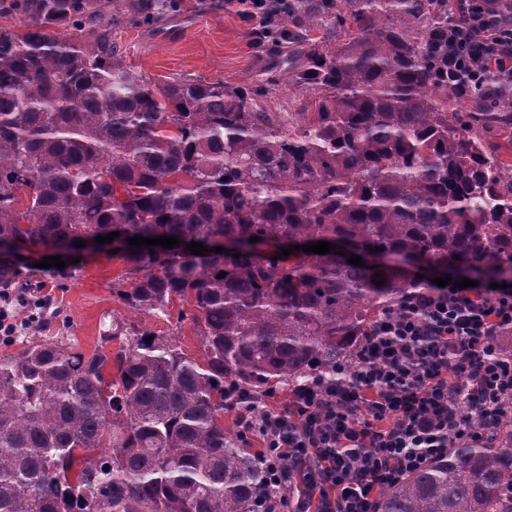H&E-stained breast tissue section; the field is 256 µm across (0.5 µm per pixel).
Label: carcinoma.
Instances as JSON below:
<instances>
[{
    "label": "carcinoma",
    "mask_w": 512,
    "mask_h": 512,
    "mask_svg": "<svg viewBox=\"0 0 512 512\" xmlns=\"http://www.w3.org/2000/svg\"><path fill=\"white\" fill-rule=\"evenodd\" d=\"M119 2L146 26L180 10L0 0L23 23L0 28V256L119 232L117 294L156 316L192 300L205 361L116 323L111 358L38 336L1 355L0 512H272L260 458L224 430V384L333 375L412 283L333 250L263 257L250 238L511 273L512 173L483 135L509 97L476 93L475 111L456 110L434 64L448 0H291L253 35L291 47L298 112L267 111L247 84L172 77L154 91L109 31L92 48L51 34L98 26ZM163 235L180 245L128 243ZM217 239L237 247L182 250ZM18 276L0 263L1 290ZM489 433L384 488L375 512H512V405Z\"/></svg>",
    "instance_id": "obj_1"
}]
</instances>
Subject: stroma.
<instances>
[{"mask_svg":"<svg viewBox=\"0 0 512 512\" xmlns=\"http://www.w3.org/2000/svg\"><path fill=\"white\" fill-rule=\"evenodd\" d=\"M112 41L123 61L158 88L171 77L185 76L206 82L263 84L264 105L271 112H295L301 95L293 87L288 58L283 51L257 47L251 28L234 10L185 0L177 15L152 26L113 23ZM62 255L65 268L42 267L45 257ZM20 283L43 289L52 304L36 325L46 339L71 337L86 355L116 350L103 342L112 322L136 331L171 339L177 349L202 360L197 329L190 317V302L173 301L166 315L156 316L129 307L116 294L114 282L123 277V261L112 250H82L73 254L51 246L24 250Z\"/></svg>","mask_w":512,"mask_h":512,"instance_id":"35a3bbf8","label":"stroma"}]
</instances>
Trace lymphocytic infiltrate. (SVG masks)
<instances>
[{
    "mask_svg": "<svg viewBox=\"0 0 512 512\" xmlns=\"http://www.w3.org/2000/svg\"><path fill=\"white\" fill-rule=\"evenodd\" d=\"M499 0H454L471 14L449 26L438 49L449 89L465 97L484 71L512 83V21ZM512 330V284L438 286L421 278L380 317L350 366L293 387L281 408L240 407L242 434L270 458L276 512H373L385 487L423 468L453 443L475 440L481 423L512 399V361L501 329ZM479 402L461 415L458 393Z\"/></svg>",
    "mask_w": 512,
    "mask_h": 512,
    "instance_id": "obj_1",
    "label": "lymphocytic infiltrate"
}]
</instances>
